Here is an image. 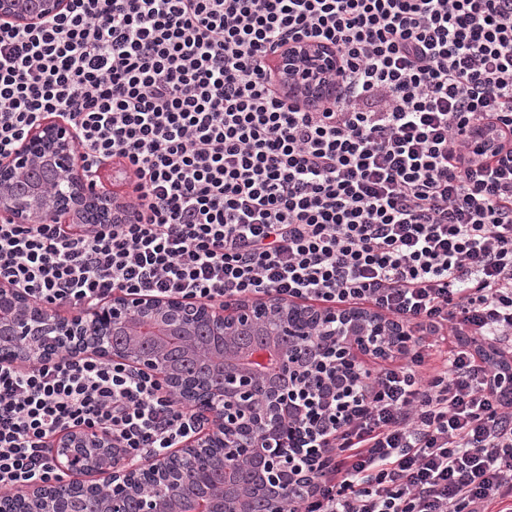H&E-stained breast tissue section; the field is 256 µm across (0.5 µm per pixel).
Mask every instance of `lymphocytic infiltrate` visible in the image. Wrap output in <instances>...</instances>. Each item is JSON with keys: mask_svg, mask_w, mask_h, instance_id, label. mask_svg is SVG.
<instances>
[{"mask_svg": "<svg viewBox=\"0 0 512 512\" xmlns=\"http://www.w3.org/2000/svg\"><path fill=\"white\" fill-rule=\"evenodd\" d=\"M0 19V160L61 118L123 220L0 218V283L43 306L118 293L374 308L386 366L318 400L288 512H512V0H67ZM320 41L336 95L287 102L270 55ZM205 415L155 375L59 353L0 364V493L59 479L51 439L103 431L121 464ZM64 7L65 0H0V18L30 26L61 13Z\"/></svg>", "mask_w": 512, "mask_h": 512, "instance_id": "lymphocytic-infiltrate-1", "label": "lymphocytic infiltrate"}]
</instances>
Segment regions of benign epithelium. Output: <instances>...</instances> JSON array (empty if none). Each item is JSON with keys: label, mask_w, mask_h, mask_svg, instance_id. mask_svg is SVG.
Here are the masks:
<instances>
[{"label": "benign epithelium", "mask_w": 512, "mask_h": 512, "mask_svg": "<svg viewBox=\"0 0 512 512\" xmlns=\"http://www.w3.org/2000/svg\"><path fill=\"white\" fill-rule=\"evenodd\" d=\"M65 0H0V18L17 25L30 26L59 14ZM273 70L284 87H293L312 99L329 90V79L336 70L333 52L318 42H300L283 49L277 55ZM66 172L65 187L48 192L46 184L36 183L22 191L15 189L33 168ZM0 211L22 224H40L48 216L71 215L79 224L112 223V201L86 193L82 174L78 170L69 128L56 121H47L34 129L28 139L8 159L0 160ZM303 314L321 323L342 320L348 327L338 343L347 353L346 367L350 374L359 356L370 348L369 337L378 333V324L367 313L345 317L335 308L318 309L298 303H281L275 307L264 302L226 303L214 309L189 304L175 298L157 299L120 294L103 310H87L64 317L50 314L29 303L16 288L0 284V332L17 341L0 362L37 361L52 352L38 337L52 336L61 345L85 354L108 360L128 362L154 372L174 392H180V380L163 361V347L185 335L183 329L204 320L211 332L223 343L224 362L229 367L224 384L199 392L201 404L213 415L214 428L186 444L189 451L224 448L229 463L265 465L257 469L258 476L267 478L271 470L270 448L280 440L282 427L292 418L306 414L298 392L309 379L322 375L328 368L323 358L308 361L297 359L298 337L305 335L302 323L295 315ZM260 330L275 342L279 336H290L288 354L283 356L280 369L286 371L288 388L270 392L265 398L263 414L268 431L264 437L247 440V428L256 418L254 391L264 380L255 370L241 363L237 337ZM55 464L70 476L66 495L58 487H33L22 494L28 502L42 506L40 512H69L72 496L94 488L104 499L103 512H123L127 498L136 497L139 512H245L247 496L238 492L233 509L225 507L224 491H206L187 501L173 496L165 488L178 482L181 457L174 455L160 461L151 470L158 485L140 487L138 472L112 468V441L101 431H72L58 435L52 442Z\"/></svg>", "instance_id": "benign-epithelium-1"}]
</instances>
